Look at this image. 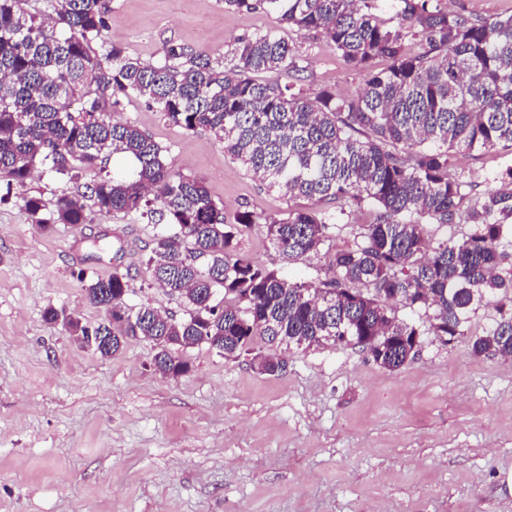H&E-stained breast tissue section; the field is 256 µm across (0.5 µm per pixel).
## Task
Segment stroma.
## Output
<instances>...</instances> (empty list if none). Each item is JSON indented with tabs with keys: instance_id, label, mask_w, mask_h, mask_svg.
Wrapping results in <instances>:
<instances>
[{
	"instance_id": "obj_1",
	"label": "stroma",
	"mask_w": 512,
	"mask_h": 512,
	"mask_svg": "<svg viewBox=\"0 0 512 512\" xmlns=\"http://www.w3.org/2000/svg\"><path fill=\"white\" fill-rule=\"evenodd\" d=\"M271 29L295 46L308 96L362 89L363 75L319 33L224 0H112L105 38L153 63L166 45L215 58ZM115 114L149 135L171 170L202 178L227 221L321 207L269 189L212 133L185 131L144 102L122 101ZM449 166L468 207L512 154L454 150ZM92 179L0 178V512H512V359L472 350L493 307H480L452 345L422 336L397 370L352 346L290 348L275 374L204 344L185 351L190 370L178 377L156 371L148 340L104 358L47 324L45 309L101 322L86 287L115 271L131 279L130 303L179 317L184 303L152 281L146 256L160 227L146 218L97 214L48 233L30 223L23 197L49 206ZM375 216L346 207L328 250L303 260L281 261L260 224L236 250L318 288L331 252L353 245Z\"/></svg>"
}]
</instances>
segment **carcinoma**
I'll return each instance as SVG.
<instances>
[{"mask_svg":"<svg viewBox=\"0 0 512 512\" xmlns=\"http://www.w3.org/2000/svg\"><path fill=\"white\" fill-rule=\"evenodd\" d=\"M229 9H261L299 30L320 33L350 68L364 74L357 98L324 88L281 84L298 72L295 48L275 31L240 38L229 62L185 46H166L144 64L105 39L112 0H0V175L23 183L39 165L70 179L122 156L133 166L100 175L86 191L23 198L31 223L88 224L94 213L140 214L161 224L146 265L186 305L187 317L128 304L130 277L91 282L89 300L105 310L90 327L49 306L50 324L102 357L130 339L157 349L163 375L187 373L182 352L206 344L226 358L255 353L263 372L286 360L254 352L261 338L289 349L354 345L396 370L427 333L445 344L467 335L471 314L512 289L500 273L502 227L512 224V166L499 185L460 211L462 184L449 169L451 149L512 150V14L475 18L441 0H392L396 23L371 0H224ZM378 57L389 65L374 66ZM143 98L175 125L208 131L224 154L285 196L327 201L344 213L368 203L377 218L360 239L336 251L323 287L287 280L276 267L237 253L245 228L263 224L286 261L307 258L330 240L337 214L290 210L234 223L202 179L173 172L162 149L110 110ZM473 225L457 241L429 245L431 224ZM421 314L427 331L398 315ZM477 355L512 358V310L497 308Z\"/></svg>","mask_w":512,"mask_h":512,"instance_id":"obj_1","label":"carcinoma"}]
</instances>
